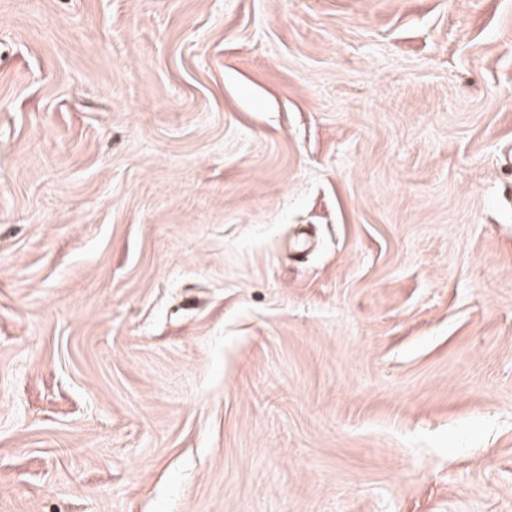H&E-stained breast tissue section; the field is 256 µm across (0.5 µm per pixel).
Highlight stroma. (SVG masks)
<instances>
[{"instance_id":"35a3bbf8","label":"stroma","mask_w":512,"mask_h":512,"mask_svg":"<svg viewBox=\"0 0 512 512\" xmlns=\"http://www.w3.org/2000/svg\"><path fill=\"white\" fill-rule=\"evenodd\" d=\"M0 512H512V0H0Z\"/></svg>"}]
</instances>
